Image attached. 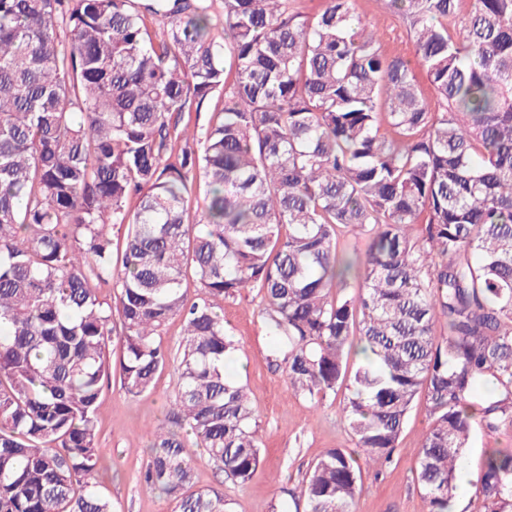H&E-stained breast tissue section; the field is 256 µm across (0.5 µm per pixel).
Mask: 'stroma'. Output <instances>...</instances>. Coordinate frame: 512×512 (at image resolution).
Returning <instances> with one entry per match:
<instances>
[{"label": "stroma", "instance_id": "obj_1", "mask_svg": "<svg viewBox=\"0 0 512 512\" xmlns=\"http://www.w3.org/2000/svg\"><path fill=\"white\" fill-rule=\"evenodd\" d=\"M355 13L375 29L387 54L411 55L412 45L401 19L385 0H355ZM255 293L246 292L224 304V324L238 341L237 380L246 384L265 448L264 462L244 486L226 482L224 475L202 450H194L198 486H223L234 500L235 512H296L293 494L309 466L328 448L350 447L339 401L316 406L293 396L282 369L273 366L266 330ZM176 376L165 370L151 392L127 395L118 377L105 381L97 419V448L104 468L96 480L111 499L114 512H172L171 502L146 489L139 471L147 459V446L155 426L163 419L174 394ZM428 430L423 403L412 408L389 463L362 470V492L357 512H425V502L414 479L418 451ZM488 448H512V433L473 432L471 446L460 463L466 482L457 490L458 512H479L475 497Z\"/></svg>", "mask_w": 512, "mask_h": 512}]
</instances>
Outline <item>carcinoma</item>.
<instances>
[{"label": "carcinoma", "mask_w": 512, "mask_h": 512, "mask_svg": "<svg viewBox=\"0 0 512 512\" xmlns=\"http://www.w3.org/2000/svg\"><path fill=\"white\" fill-rule=\"evenodd\" d=\"M319 2L224 0L217 38L211 0H0V512H113L94 479L116 346L130 396L177 376L141 483L173 512H233L187 440L237 485L263 464L225 373L246 288L293 395L349 391L354 448L312 463L304 512H356L360 460L390 459L418 399L427 512H454L474 425L512 430V0H386L410 57L354 0ZM346 229L368 240L356 292ZM475 495L512 512V449L485 452ZM354 1L356 15L377 31L379 42L385 53L411 55L412 45L405 27L401 19L387 8L385 0Z\"/></svg>", "instance_id": "carcinoma-1"}]
</instances>
